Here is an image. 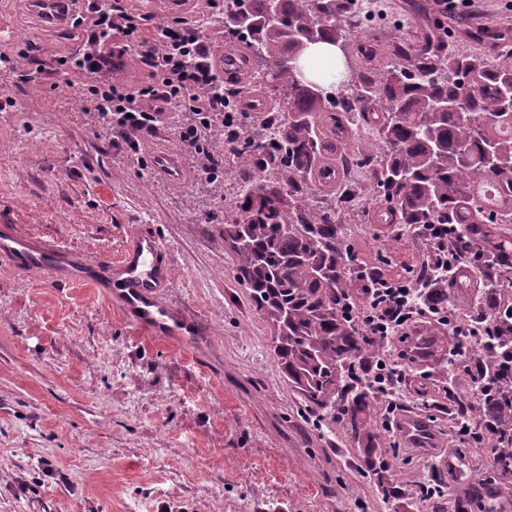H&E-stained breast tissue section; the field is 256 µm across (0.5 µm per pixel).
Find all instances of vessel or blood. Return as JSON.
<instances>
[{
  "label": "vessel or blood",
  "mask_w": 512,
  "mask_h": 512,
  "mask_svg": "<svg viewBox=\"0 0 512 512\" xmlns=\"http://www.w3.org/2000/svg\"><path fill=\"white\" fill-rule=\"evenodd\" d=\"M29 4L47 26L69 28L72 0H29ZM155 160L169 183L184 178L185 167L173 151L158 149ZM170 263L166 244L140 230L129 236L119 257L91 259L58 238L32 237L20 225L0 224V264L33 279L89 283L140 333L201 344L205 331L197 318L166 298L165 291L172 285ZM400 428L411 444L427 445L429 432L419 419L402 420Z\"/></svg>",
  "instance_id": "b4317fda"
}]
</instances>
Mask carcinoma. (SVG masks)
Listing matches in <instances>:
<instances>
[{
    "mask_svg": "<svg viewBox=\"0 0 512 512\" xmlns=\"http://www.w3.org/2000/svg\"><path fill=\"white\" fill-rule=\"evenodd\" d=\"M355 2L277 0L271 16L267 0H232L224 36L246 44L272 118L259 137L214 139L210 151L242 163L235 205L224 216V244L234 257V279L270 327L282 377L319 421L337 423L368 445L378 398L349 379L377 357L379 342L347 313L356 258L336 206L315 205L324 196L338 202L341 192L315 180L324 149L319 118L326 113L334 122L346 112L354 114L352 126H378L374 193L385 206L377 223L460 224L455 245L468 252L473 240L465 225L497 223L490 203L512 199V28L476 29L469 38L481 53L446 56V34L434 22L392 51L375 81L359 72ZM304 37L339 51L338 83L326 87L336 96L295 74L296 39ZM442 102L454 109H442Z\"/></svg>",
    "mask_w": 512,
    "mask_h": 512,
    "instance_id": "carcinoma-1",
    "label": "carcinoma"
}]
</instances>
